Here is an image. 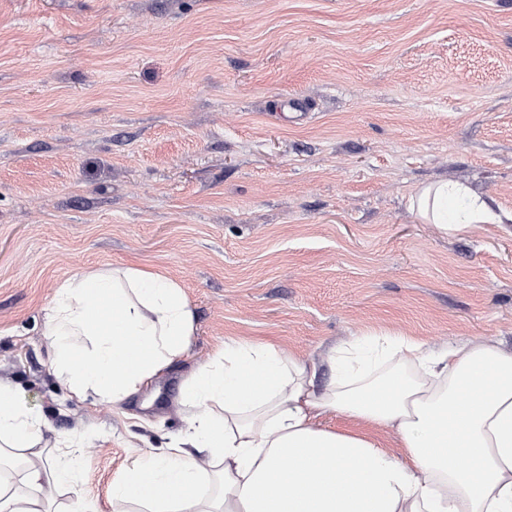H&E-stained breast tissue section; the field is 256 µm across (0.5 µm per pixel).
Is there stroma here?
Instances as JSON below:
<instances>
[{
  "instance_id": "1",
  "label": "stroma",
  "mask_w": 512,
  "mask_h": 512,
  "mask_svg": "<svg viewBox=\"0 0 512 512\" xmlns=\"http://www.w3.org/2000/svg\"><path fill=\"white\" fill-rule=\"evenodd\" d=\"M442 180L512 211V0H0V376L48 455L98 428L82 493L112 512L131 446L185 429L180 385L222 342L512 351V223H420L409 194ZM113 263L179 282L195 332L112 409L69 397L45 316Z\"/></svg>"
}]
</instances>
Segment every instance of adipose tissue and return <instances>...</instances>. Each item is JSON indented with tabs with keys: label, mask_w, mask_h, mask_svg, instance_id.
<instances>
[{
	"label": "adipose tissue",
	"mask_w": 512,
	"mask_h": 512,
	"mask_svg": "<svg viewBox=\"0 0 512 512\" xmlns=\"http://www.w3.org/2000/svg\"><path fill=\"white\" fill-rule=\"evenodd\" d=\"M421 223L463 232L502 218L466 185L415 188ZM195 330L181 285L132 265L58 284L46 314L55 376L72 397L121 405L186 354ZM319 366L263 343L217 346L184 380L186 431L138 450L112 479V512H512V352L463 339L435 350L380 332ZM341 415L356 428H330ZM45 417L0 381V512H95L81 459L49 465ZM393 432L402 456L380 433Z\"/></svg>",
	"instance_id": "ef3b65f1"
}]
</instances>
